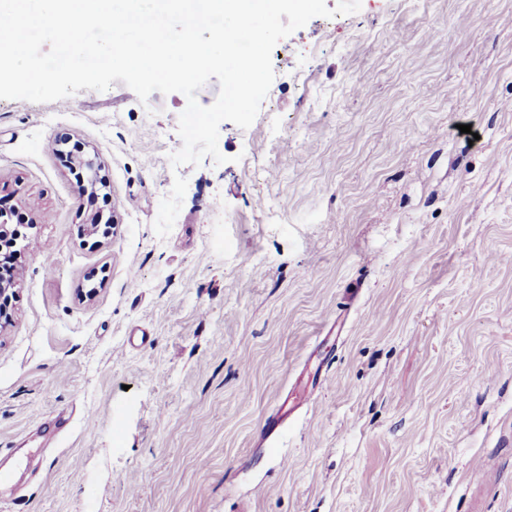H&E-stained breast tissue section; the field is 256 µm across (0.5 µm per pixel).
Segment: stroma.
Listing matches in <instances>:
<instances>
[{"instance_id":"obj_1","label":"stroma","mask_w":512,"mask_h":512,"mask_svg":"<svg viewBox=\"0 0 512 512\" xmlns=\"http://www.w3.org/2000/svg\"><path fill=\"white\" fill-rule=\"evenodd\" d=\"M272 64L222 164L172 165L178 92L0 99V512H512V0H361Z\"/></svg>"}]
</instances>
